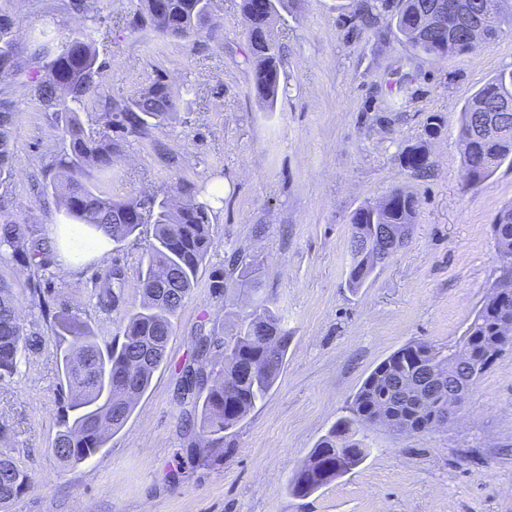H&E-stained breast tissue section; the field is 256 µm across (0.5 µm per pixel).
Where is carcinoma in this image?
<instances>
[{"label":"carcinoma","mask_w":512,"mask_h":512,"mask_svg":"<svg viewBox=\"0 0 512 512\" xmlns=\"http://www.w3.org/2000/svg\"><path fill=\"white\" fill-rule=\"evenodd\" d=\"M216 2L138 0L126 25L131 30L149 28L165 38L199 43L215 27ZM458 2L461 11L456 21L439 29L433 20L441 0H401L391 20L417 53L438 59L470 55L474 50L468 20L473 0ZM252 5L253 0H242L248 58L254 63L256 95L271 108L280 91L282 58L274 27L292 12L294 0H268L262 17L252 16ZM67 8L86 18L97 11V0H68ZM477 27L482 42L498 38L512 28V8L492 7ZM99 45V30L92 26L77 27L60 42L53 31L42 29L31 36V50L25 56L16 18L0 10V252L23 268L47 264L44 244L7 212L9 179L16 163L12 141L16 113L10 97L18 86L54 116L60 130L62 148L42 188L53 197L58 212L80 231L116 244L151 226L139 275V304L123 306L125 284L119 269H112L98 293V303L120 315L121 342L101 346L70 301L56 298L47 303L57 337L60 380L67 390L53 453L65 466L82 464L99 454L126 423L155 372L168 364L175 321L214 246L211 206L197 200L203 188L185 178L168 191L127 199H113L99 190L98 182L111 177L120 162L124 142L146 137L152 129L176 119L189 94L174 89L163 72L126 96L101 93L104 62ZM501 99L512 101V70L489 79L461 109V177L468 185L483 182L505 161L512 162V122L490 136L477 131L480 119ZM406 167L414 177L431 173L423 146L409 152ZM393 194L390 208L365 204L351 217V262L346 278L351 289L362 287L375 271L374 264L359 256L357 235H368L372 224H388L399 232L392 249L378 252L382 262L411 239L418 219L415 197L401 188ZM491 231L499 258L512 261L511 206L500 211ZM230 261L251 290L258 291L254 263L234 255ZM288 342L281 316L265 300L224 335L201 329L194 336L191 357L178 366L175 400L182 407L186 427L198 434L207 453L224 452V433L263 403L287 362ZM28 346L27 329L17 313L15 286L0 279V383L13 378ZM508 350H512V288L501 291L499 303L479 308L462 340L448 351L416 340L379 363L363 381L346 414L293 467L288 494L310 496L362 464L370 451L367 422L380 403L387 402L393 418L411 421L413 433H427L433 415L444 407L448 388L459 386L470 392ZM119 370L124 372V382L117 386L112 377ZM403 381L408 391L425 400L424 410L407 405L399 388ZM31 488L30 477L10 457L0 455V512H6L14 499Z\"/></svg>","instance_id":"cac0c4a2"}]
</instances>
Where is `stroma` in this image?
Masks as SVG:
<instances>
[{"label": "stroma", "instance_id": "stroma-1", "mask_svg": "<svg viewBox=\"0 0 512 512\" xmlns=\"http://www.w3.org/2000/svg\"><path fill=\"white\" fill-rule=\"evenodd\" d=\"M241 0H219L206 49L124 19L137 0H100L94 24L107 63L102 89L118 97L166 72L189 89L180 118L132 138L100 189L115 199L169 189L179 179L213 202L215 245L186 299L168 345V367L153 376L125 425L97 459L63 467L52 451L66 397L50 319L29 291L67 296L101 344L121 336L118 314L97 302L92 276L125 274L124 300H140L147 235L104 253L78 252L52 197L35 187L61 141L54 120L16 90L13 212L52 249L44 269L0 258V277L18 288L30 349L0 384V454L35 488L9 512H512V351L473 386L448 426L427 435L368 429L371 451L359 467L310 497L289 496L290 469L343 414L370 372L400 347L424 340L448 349L461 340L497 275L491 233L512 205V164L476 185L461 178L460 110L495 73L512 69V31L473 55L436 60L415 53L390 18L399 0H374L375 29L359 16L367 0H297L275 32L285 88L274 108L257 99L246 61ZM21 32L42 27L67 37L80 21L64 0H0ZM438 117L441 130L428 135ZM424 146L433 174L411 176L403 158ZM411 191L419 218L410 242L365 286L346 283L350 220L394 189ZM259 263L260 290L228 269L231 254ZM224 273V292L210 286ZM273 303L290 336L288 359L268 398L224 438V453L202 459L181 424L175 365L193 351L198 328L222 332L255 298Z\"/></svg>", "mask_w": 512, "mask_h": 512}]
</instances>
